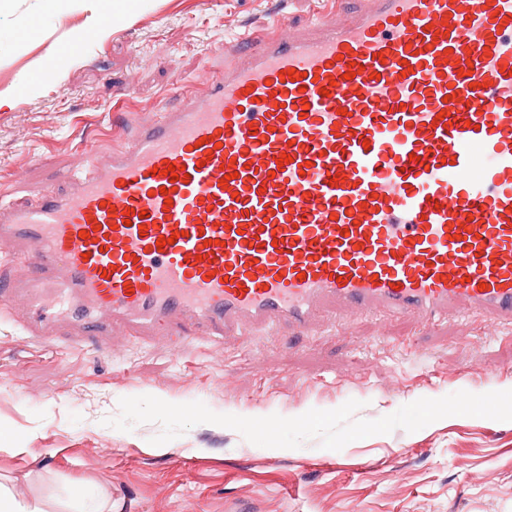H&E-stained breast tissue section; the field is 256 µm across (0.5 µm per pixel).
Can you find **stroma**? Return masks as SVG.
<instances>
[{"label":"stroma","mask_w":512,"mask_h":512,"mask_svg":"<svg viewBox=\"0 0 512 512\" xmlns=\"http://www.w3.org/2000/svg\"><path fill=\"white\" fill-rule=\"evenodd\" d=\"M113 0H0V203L65 190L122 135L100 137L115 105L129 121L156 118L173 84L201 90L207 58L281 13L307 27L315 0H137L101 26ZM92 41L71 45L74 29ZM54 74L38 71L43 58ZM55 352L22 311L0 308V484L48 512H72L73 486L100 490L112 512H512V422L452 416L347 444L260 447L235 430L199 424L161 446V426H106L121 398L203 402L222 414L295 417L361 401L375 420L420 398L512 389V324L473 313L325 316L298 333L251 332L222 341L116 333Z\"/></svg>","instance_id":"stroma-1"}]
</instances>
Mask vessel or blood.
I'll return each instance as SVG.
<instances>
[{
	"mask_svg": "<svg viewBox=\"0 0 512 512\" xmlns=\"http://www.w3.org/2000/svg\"><path fill=\"white\" fill-rule=\"evenodd\" d=\"M344 4L246 33L67 190L1 206L24 276L0 306L50 349L64 321L222 340L321 310L512 322V0Z\"/></svg>",
	"mask_w": 512,
	"mask_h": 512,
	"instance_id": "obj_1",
	"label": "vessel or blood"
}]
</instances>
